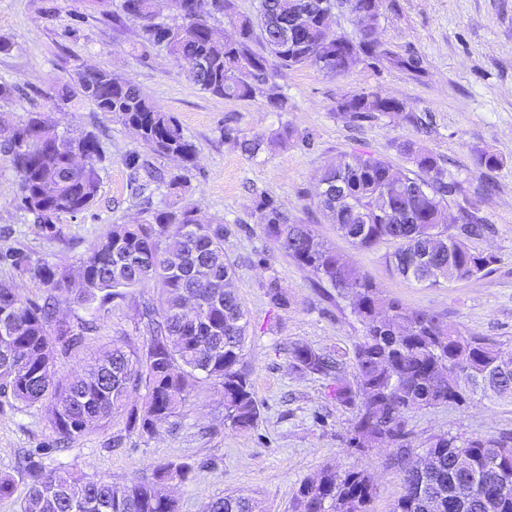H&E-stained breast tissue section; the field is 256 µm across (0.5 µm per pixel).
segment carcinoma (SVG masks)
<instances>
[{"label":"carcinoma","instance_id":"cac0c4a2","mask_svg":"<svg viewBox=\"0 0 512 512\" xmlns=\"http://www.w3.org/2000/svg\"><path fill=\"white\" fill-rule=\"evenodd\" d=\"M173 23L156 22L155 0H122L125 17L138 23L145 44H166L176 61L191 64L188 76L201 90L236 101L260 96L276 111L287 99L270 83L279 68L316 67L341 75L369 60L410 72L422 69L417 57L395 55L378 35L382 0H258L255 14L242 16L235 0H174ZM356 15V38L331 36L336 7ZM224 15L232 36L207 21ZM73 90L112 121L132 130L146 154L125 156L136 190L159 179L148 155L194 164L195 145L171 113L146 98L129 78L109 70L81 68ZM336 110L350 120L375 114L399 116L413 126L423 117L407 104L378 91L342 98ZM289 134L272 132L237 138L241 154L252 157L261 146L278 145ZM415 167L396 172L381 155H342L327 164L317 181L316 206L329 213L340 236L366 250L379 243L402 279L436 286L439 279L469 280L497 261L469 240L487 225L480 203L466 200L456 223H448V199L464 194L462 183L417 142L397 144ZM0 153L8 157L18 181L16 202L36 224H51L60 213H78L94 202L100 184L101 153L95 135L58 133L50 114L30 112L15 124L0 125ZM503 156L478 150V169H496ZM256 223L273 248L330 283L350 301L364 334L354 349L355 383L337 376L336 397L356 407L349 442L357 448H392L402 470L403 494L391 512H512V436L440 434L427 440L431 463L417 467L409 456L411 414L432 406L461 403L474 396L512 404V354L483 336L460 331L434 313L408 309L383 297L379 288L341 255L328 248L310 225L290 211L262 200ZM429 252L436 274L417 261ZM0 263L14 276L43 290L35 299L12 281H0V397L24 407L47 404V422L60 446L94 427L121 420L124 431L151 438L176 425L179 406L195 383L209 381L223 397L224 423L236 430L257 427L260 407L244 365L246 312L231 288L234 264L224 255V222L200 215L197 206L168 205L146 210L133 224H113L79 259L76 269L34 260L11 246L0 248ZM156 296L136 304L145 337L123 339L99 353L95 365L59 374L58 360L86 350L97 332L100 313L126 302L139 288ZM273 306L288 307L278 277L268 278ZM84 309L90 319L76 326L60 316V306ZM293 366L332 375L335 362L310 347L291 350ZM465 467H455L457 458ZM195 465L157 466L150 479L117 483L48 470L29 462L23 512H179L166 488L185 483ZM470 492H463V486ZM375 492L371 474L340 472L326 466L302 481L293 512H369ZM257 503L227 494L210 501L205 512H256Z\"/></svg>","mask_w":512,"mask_h":512}]
</instances>
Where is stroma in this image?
<instances>
[{
	"label": "stroma",
	"mask_w": 512,
	"mask_h": 512,
	"mask_svg": "<svg viewBox=\"0 0 512 512\" xmlns=\"http://www.w3.org/2000/svg\"><path fill=\"white\" fill-rule=\"evenodd\" d=\"M119 5L120 0H0V38L11 44L0 51V81L17 88L0 110L11 118L52 113L60 129L94 133L103 157L93 205L37 224L18 207L15 173L0 155V245L73 265L109 225L139 219L143 203L124 164L125 155L139 148L134 135L82 95L63 103L57 97L83 66L131 78L176 117L197 150L185 187L174 195L159 186L153 206L191 203L228 228L224 252L236 267L234 288L248 311L244 361L261 418L251 430L226 427L220 394L213 384L199 382L179 409L176 431L146 439L118 435L110 426L54 452L45 407H23L2 397L0 474L12 476L16 490L0 499V512H22L29 482L23 457L30 453L49 469L120 483L149 477L164 463H195L190 480L176 490L180 512H204L208 502L227 494L256 498L262 512H292L299 484L324 466L364 470L376 487L370 512H390L403 483L388 462V450L350 447L355 408L337 400L332 378L293 368L289 354L293 344L310 346L331 354L341 373L353 376L354 345L364 327L346 298L272 247L255 222V207L264 198L275 201L311 224L387 297L434 312L448 326L488 337L512 353V0H383L380 37L397 55L422 56L423 72L374 61L340 76L310 66L282 69L273 80L288 100L283 112L271 111L260 97L243 102L204 92L164 47L142 43L138 26ZM366 90L427 114L428 130L386 115L350 123L336 105ZM280 127L294 132L288 146L253 158L232 142ZM405 139L420 141L437 155L466 194L483 195L482 214L491 230L472 245L497 257L483 275L434 287L403 281L386 260L390 245L356 249L313 206L316 178L328 162L344 153H371L403 169L407 162L395 144ZM479 149L503 156L504 166L475 168ZM272 272L288 293L287 308L273 307L266 294ZM116 338L142 339L133 303L103 315L90 346ZM408 427L418 453L437 434L512 433V405L477 399L441 404L412 414Z\"/></svg>",
	"instance_id": "1"
}]
</instances>
